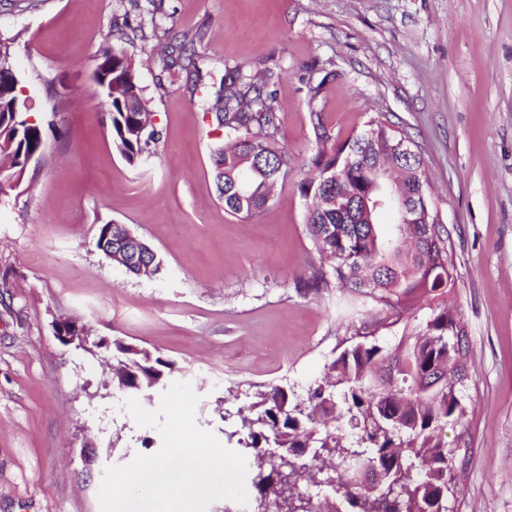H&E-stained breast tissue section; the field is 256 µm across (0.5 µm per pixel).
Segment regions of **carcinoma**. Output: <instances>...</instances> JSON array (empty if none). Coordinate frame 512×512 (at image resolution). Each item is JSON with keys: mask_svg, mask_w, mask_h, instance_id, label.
<instances>
[{"mask_svg": "<svg viewBox=\"0 0 512 512\" xmlns=\"http://www.w3.org/2000/svg\"><path fill=\"white\" fill-rule=\"evenodd\" d=\"M15 39L0 37V70L11 69ZM185 42L177 58L164 62L202 80ZM112 71V99L106 116L112 144L133 165L156 151L161 134L153 123L131 55L119 45L99 50L94 69L96 92L107 97L100 74ZM212 110L229 145L212 154L218 198L224 209L249 219L288 183L295 158L279 145L282 119L272 95L242 74L224 68L209 86ZM321 86L309 89V125L317 153L299 182L307 199L305 231L319 263L296 281V288L320 294L347 291L359 305L376 309L377 319L345 338L346 346L325 365L322 382L300 400L275 385L253 393L249 414L240 418L238 444L251 451L256 474L255 512H450L455 471L468 462V448L450 446L443 430L461 423L469 348L466 331L444 302L455 268L448 229L433 217L418 224H393L384 234L379 216L427 191L429 175L422 155L401 158L395 143L407 138L403 125L372 118L344 141L331 133L316 101ZM52 115L30 120L27 99L4 87L0 73V194L20 185L29 158L44 149ZM340 197L344 205L329 204ZM367 200L368 208L362 207ZM112 236L124 244L126 272L139 265L158 273L154 251L125 241L124 225L99 226L97 240ZM429 313L405 327L394 344H380L377 333L391 314ZM113 349L112 388L128 395L151 394L169 363L133 344H102ZM326 485L331 494L317 502L300 486Z\"/></svg>", "mask_w": 512, "mask_h": 512, "instance_id": "1", "label": "carcinoma"}]
</instances>
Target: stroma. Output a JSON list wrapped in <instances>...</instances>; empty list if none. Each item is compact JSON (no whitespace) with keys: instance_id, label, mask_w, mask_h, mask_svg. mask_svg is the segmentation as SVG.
Segmentation results:
<instances>
[{"instance_id":"obj_1","label":"stroma","mask_w":512,"mask_h":512,"mask_svg":"<svg viewBox=\"0 0 512 512\" xmlns=\"http://www.w3.org/2000/svg\"><path fill=\"white\" fill-rule=\"evenodd\" d=\"M119 25L161 133L130 166L101 122L92 72ZM200 32L202 71L268 77L280 142L299 165L316 153L309 89L334 135L385 116L407 126L451 233L448 302L470 345L464 439L452 512H512V0H0V36L32 118L54 83L56 129L22 187L0 196V512H100L106 467L157 452L152 427L129 424L110 380L111 354L62 344L54 317L87 324L173 366L199 395L196 422L228 449L252 394H304L371 308L297 290L318 255L307 201L289 180L241 221L219 200L211 150L223 141L186 74L152 51ZM128 225L161 263L133 277L97 249L99 224Z\"/></svg>"}]
</instances>
